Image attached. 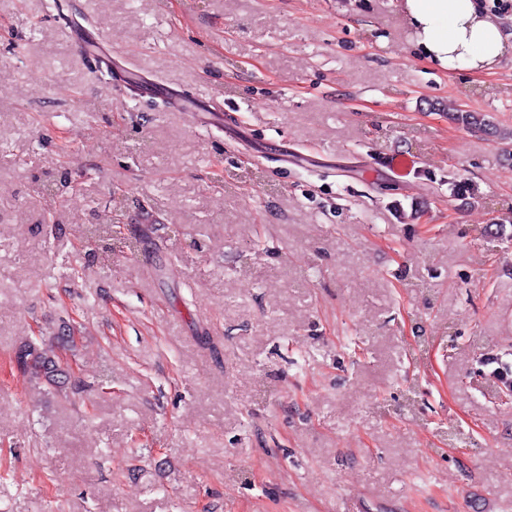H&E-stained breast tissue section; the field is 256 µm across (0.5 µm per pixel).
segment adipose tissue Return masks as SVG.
Wrapping results in <instances>:
<instances>
[{
  "mask_svg": "<svg viewBox=\"0 0 512 512\" xmlns=\"http://www.w3.org/2000/svg\"><path fill=\"white\" fill-rule=\"evenodd\" d=\"M402 14L427 62L451 71H492L512 51V38L478 0H402Z\"/></svg>",
  "mask_w": 512,
  "mask_h": 512,
  "instance_id": "1",
  "label": "adipose tissue"
}]
</instances>
